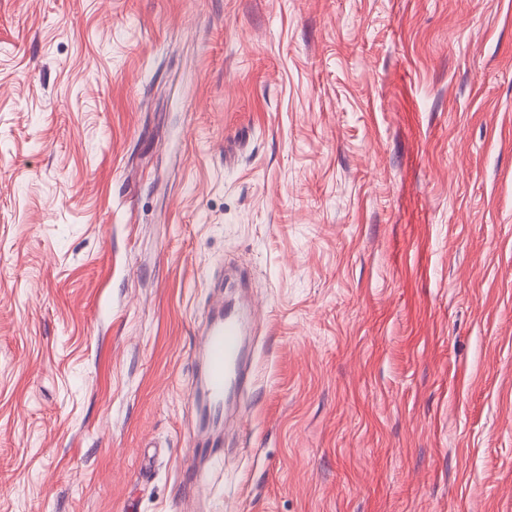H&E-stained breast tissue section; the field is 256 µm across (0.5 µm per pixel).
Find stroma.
Returning a JSON list of instances; mask_svg holds the SVG:
<instances>
[{
    "label": "stroma",
    "mask_w": 512,
    "mask_h": 512,
    "mask_svg": "<svg viewBox=\"0 0 512 512\" xmlns=\"http://www.w3.org/2000/svg\"><path fill=\"white\" fill-rule=\"evenodd\" d=\"M0 512H512V0H0ZM246 334L244 316L235 309L224 308V305L205 333V383L198 397L203 429L213 425V415L222 409L224 414V395L230 390H241L245 385Z\"/></svg>",
    "instance_id": "obj_1"
}]
</instances>
